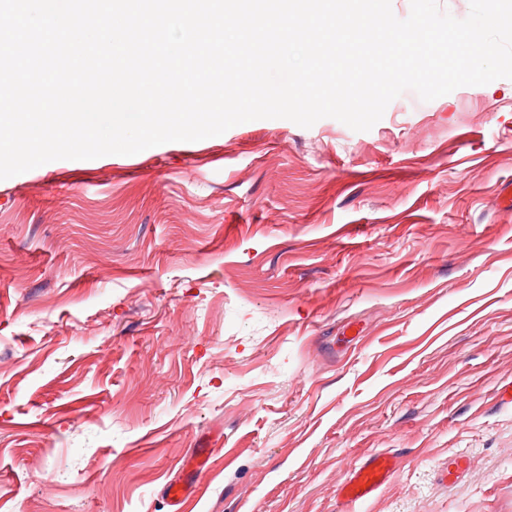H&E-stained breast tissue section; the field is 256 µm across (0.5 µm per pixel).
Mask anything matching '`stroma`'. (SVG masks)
Instances as JSON below:
<instances>
[{"label":"stroma","instance_id":"stroma-1","mask_svg":"<svg viewBox=\"0 0 512 512\" xmlns=\"http://www.w3.org/2000/svg\"><path fill=\"white\" fill-rule=\"evenodd\" d=\"M512 79L0 180V512H512ZM464 468L443 483L455 459ZM212 448H196L191 458L197 465L193 467L181 481H171L164 488V495L173 512L186 511V506L192 501L203 485L206 473L212 460ZM395 469L391 456L383 453L367 454L359 464L350 469L340 489V496L349 504H364L389 480Z\"/></svg>","mask_w":512,"mask_h":512}]
</instances>
